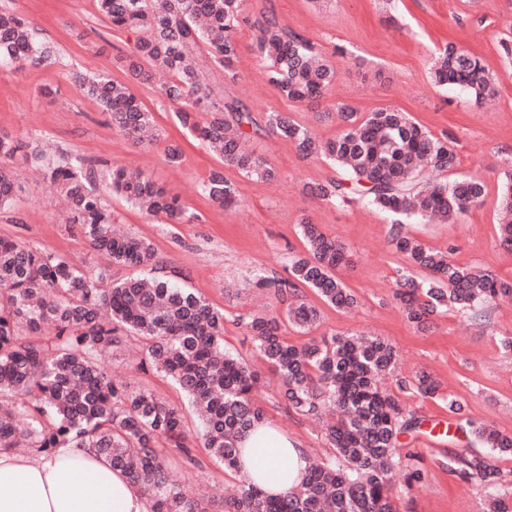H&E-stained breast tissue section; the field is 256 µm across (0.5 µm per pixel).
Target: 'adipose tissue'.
<instances>
[{
	"mask_svg": "<svg viewBox=\"0 0 512 512\" xmlns=\"http://www.w3.org/2000/svg\"><path fill=\"white\" fill-rule=\"evenodd\" d=\"M239 479L280 494L300 485L308 463L298 442L263 423L241 442ZM0 512H150L121 470L92 448H62L51 457L0 453Z\"/></svg>",
	"mask_w": 512,
	"mask_h": 512,
	"instance_id": "obj_1",
	"label": "adipose tissue"
}]
</instances>
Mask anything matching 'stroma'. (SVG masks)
I'll use <instances>...</instances> for the list:
<instances>
[{
  "label": "stroma",
  "mask_w": 512,
  "mask_h": 512,
  "mask_svg": "<svg viewBox=\"0 0 512 512\" xmlns=\"http://www.w3.org/2000/svg\"><path fill=\"white\" fill-rule=\"evenodd\" d=\"M0 5L30 17L56 53L47 66L0 70V132L81 156L100 169L115 163L139 168L178 198L185 219L165 224L147 219L119 197L104 196L118 224L152 242L171 279L223 310L225 347L263 378L255 398L267 422L307 453L332 458L321 422L288 411L277 381L237 321L239 315L276 307L270 290L256 281L270 271L287 276L290 260L305 249L299 223L306 217L346 246L350 262L340 277L356 294L358 306L344 311L319 304L321 318L311 330L286 325L289 343L355 332L377 336L398 351L396 374L384 379V387L395 389L398 379H412L421 370L436 378L439 396L413 389L400 394L418 426L398 438L401 462L390 474L398 510L482 512L480 492L448 469V452L468 447L470 436L458 429L445 398L458 397L467 417L512 433V353L502 348L503 339L512 336V299L498 301L477 318L444 313L428 332H417L393 300L396 271L404 259L390 244V216L370 207H339L304 193L305 184L335 176L332 165L301 161L294 145L279 135L258 136L250 147L275 166L276 179L256 180L223 168L239 204L216 208L201 194L200 184L212 169L221 168L219 158L177 124L157 84L139 83L111 63L113 55L134 45L136 33L112 29L95 0H0ZM269 7L288 28L317 43L337 69V79L320 104L287 101L268 82L255 46V22ZM244 15L237 35L236 79H225L223 67L201 48L196 55L206 82L242 100L256 118L292 113L322 140L337 131L328 109L339 103L361 115L393 107L409 113L434 136L453 138L459 158L455 174L485 183L483 204L457 221L411 222L404 231L448 252L458 264L512 279V251L499 243L496 208L501 173L512 166V59L500 51L501 41L512 39V0H244ZM451 39L483 58L496 83L494 101L478 105L460 90L434 85L432 55ZM77 68L104 71L130 85L154 112L160 142L135 144L113 130L100 106L68 80ZM169 140L183 147L179 164L164 160ZM15 167L19 190L11 208L0 211V235L82 265H108L90 250L79 228L64 224L57 189L37 177L34 162L19 160ZM139 358L137 343L131 340L104 357L103 366L113 381L145 386L182 403L167 380L138 370ZM412 467L421 469L423 479L410 487L406 473ZM188 477L192 487L208 490L212 512H220L227 492L239 483L236 474L210 463Z\"/></svg>",
  "instance_id": "obj_1"
}]
</instances>
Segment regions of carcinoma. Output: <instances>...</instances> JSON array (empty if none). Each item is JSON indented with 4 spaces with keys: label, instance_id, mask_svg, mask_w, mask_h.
<instances>
[{
    "label": "carcinoma",
    "instance_id": "cac0c4a2",
    "mask_svg": "<svg viewBox=\"0 0 512 512\" xmlns=\"http://www.w3.org/2000/svg\"><path fill=\"white\" fill-rule=\"evenodd\" d=\"M242 2L96 0L112 29L143 32L115 62L141 84L156 70L170 73L160 87L162 97L178 122L196 131L224 165L248 177L274 179V166L247 146L268 131L289 139L301 159L324 158L341 170L339 177L306 185L315 198L427 222L454 219L482 202L480 180L454 176L453 142L433 136L406 112L382 107L359 118L351 107L338 105L339 131L320 141L288 112H270L261 125L241 100L215 93L201 78L194 52L207 47L224 74L234 76L237 30L245 20ZM257 29V50L277 92L295 102L323 98L337 72L315 44L283 26L272 9L257 20ZM54 56L30 19L0 7V69L19 71ZM431 76L435 84L459 88L478 103L496 94L483 60L453 41L434 57ZM69 80L108 113L113 129L137 144L156 140L154 113L127 84L79 71L69 73ZM20 155L39 163L93 252L114 264L146 269L150 277L114 280L106 269L92 272L64 255L0 237V452L22 446L50 456L76 441L122 470L148 499L150 512H209L204 499L189 490L184 473L203 468L207 460L238 470L239 442L264 422L253 398L259 375L224 349V311L171 282L152 243L115 224L96 182L103 179L132 206L172 224L183 223L181 204L142 172L116 165L99 173L80 156L58 160L36 142L21 143L1 132L0 210L10 208L15 195L14 159ZM424 167L441 178L421 183ZM201 193L221 208L236 204L235 189L221 170L202 182ZM497 208L498 239L512 249V170L504 174ZM401 226L396 221L392 234L405 261L395 298L417 330L428 331L449 307L477 314L512 298V281L490 269L457 264L404 234ZM300 230L306 254L293 257L289 276L260 279L285 304L283 314L252 316L246 326L256 351L280 380L288 408L299 415L327 411L335 417L327 427L335 458L310 463L301 486L279 496L243 485L224 500V512H398L390 473L401 460L398 435L416 428L417 421L395 394L378 385L380 375L395 370L396 351L384 339L353 335L288 343L284 322L308 331L319 320L301 289H311L338 309L357 304L336 275L349 263L347 249L306 219ZM414 271L428 278L419 280ZM131 337L143 346L140 370L172 381L188 409L149 388L109 379L102 356ZM411 386L425 396L438 391L425 372ZM447 406L473 445L488 449L448 454V470L480 488L486 512H512V498L497 491L495 465L496 457L512 454V435L466 417L453 397ZM164 443L179 448L180 468L160 451Z\"/></svg>",
    "mask_w": 512,
    "mask_h": 512
}]
</instances>
